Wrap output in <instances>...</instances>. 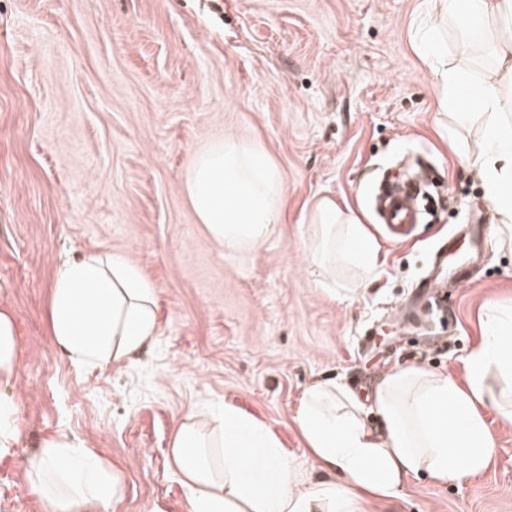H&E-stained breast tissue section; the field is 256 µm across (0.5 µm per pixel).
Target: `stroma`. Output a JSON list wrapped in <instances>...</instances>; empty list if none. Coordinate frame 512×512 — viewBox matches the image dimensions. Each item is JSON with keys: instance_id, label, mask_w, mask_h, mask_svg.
I'll return each instance as SVG.
<instances>
[{"instance_id": "35a3bbf8", "label": "stroma", "mask_w": 512, "mask_h": 512, "mask_svg": "<svg viewBox=\"0 0 512 512\" xmlns=\"http://www.w3.org/2000/svg\"><path fill=\"white\" fill-rule=\"evenodd\" d=\"M436 0H0V289L24 345L14 384L22 437L0 449V512H42L22 468L42 440L81 439L124 486L115 512H186L170 465L174 426L230 404L266 422L295 465L294 422L318 380L370 406L382 372L465 377L492 307L512 306V251L491 232L475 171L440 132L436 79L412 40ZM234 136L263 148L286 186L262 246L226 251L183 192L193 155ZM410 157L445 187L444 212L383 240L375 186ZM380 237L382 267L343 296L316 287L303 217L322 197ZM479 214L489 230L471 282L449 289L440 347L396 330L441 239ZM121 253L157 290L160 336L121 367L53 347L52 279L84 252ZM497 450L477 480L409 478L373 512H512V419L483 411Z\"/></svg>"}]
</instances>
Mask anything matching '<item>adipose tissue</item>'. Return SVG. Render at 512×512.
Wrapping results in <instances>:
<instances>
[{
    "instance_id": "adipose-tissue-1",
    "label": "adipose tissue",
    "mask_w": 512,
    "mask_h": 512,
    "mask_svg": "<svg viewBox=\"0 0 512 512\" xmlns=\"http://www.w3.org/2000/svg\"><path fill=\"white\" fill-rule=\"evenodd\" d=\"M439 7L445 17L466 19L492 59L472 71L449 57L437 25L415 29L449 120L479 128L481 146L464 158L483 180L494 233L505 238L512 234V0H440ZM473 102L478 111H470ZM285 191L267 152L232 137L195 154L185 179L198 222L230 250L265 243L282 221ZM305 220L316 240L311 263L357 267V285L366 287L379 266L380 246L356 213L324 198ZM47 320L53 345L73 363H130L158 339L156 288L124 256L86 253L53 279ZM23 360L16 319L0 297L1 448L21 435L19 405L8 389ZM465 370L462 383L416 366L383 372L373 395L374 425L348 387L315 382L294 418L308 449L307 469L291 461L265 422L236 407L184 416L173 430L170 455L188 490L187 512H370L414 475L447 485L479 477L496 450L484 407L512 416V309L485 313ZM23 467L45 512H109L122 496L118 471L65 434L43 440ZM311 468L323 479L311 481Z\"/></svg>"
}]
</instances>
